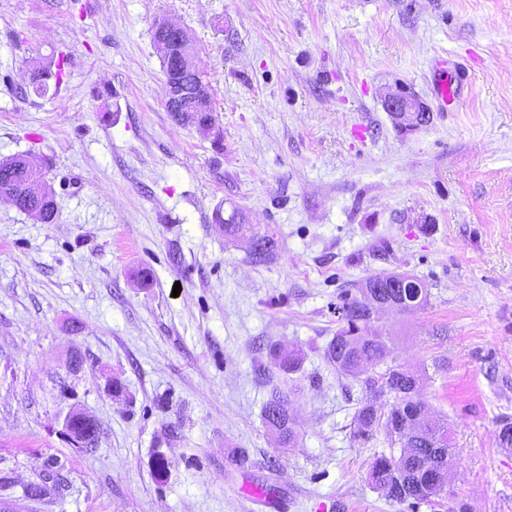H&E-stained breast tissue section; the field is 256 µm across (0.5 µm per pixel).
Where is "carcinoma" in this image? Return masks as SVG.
<instances>
[{"mask_svg": "<svg viewBox=\"0 0 512 512\" xmlns=\"http://www.w3.org/2000/svg\"><path fill=\"white\" fill-rule=\"evenodd\" d=\"M204 97L197 78L186 81L183 97L184 114L171 113L172 119L184 123V118L202 122L203 115L193 112L197 101ZM49 167V158L41 159L17 155L0 161V193H5L21 211L36 213L38 220L49 224L56 215L55 194L47 190L37 198L28 185L33 180H43ZM224 237L243 239L249 247V258L258 264L271 260L278 248L276 235L259 224H248L244 214L233 209L224 219ZM407 288L400 291L388 287L386 275H373L357 288V295L345 294L338 307L344 326L336 332L325 349V358L336 370L362 383L369 395H390L393 403L389 409H379L367 399L357 410L353 436L364 439L375 430L384 431L390 445L400 448V455L375 457L369 471L371 485L397 503L414 510L422 503L448 490V427L428 416L425 404L417 398L419 377L402 367H388L382 372L373 368L386 363L389 348L380 334L372 330V302H391L401 312H415L429 304L427 285L415 276H408ZM283 371L294 373L302 367L303 356L299 350L277 351ZM267 430L276 434L283 446L297 439V431L288 414V394L274 389L262 414ZM61 470L60 459H47L41 482L26 489L28 497L44 499L56 488Z\"/></svg>", "mask_w": 512, "mask_h": 512, "instance_id": "cac0c4a2", "label": "carcinoma"}]
</instances>
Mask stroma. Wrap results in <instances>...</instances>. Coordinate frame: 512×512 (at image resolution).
Wrapping results in <instances>:
<instances>
[{"label":"stroma","instance_id":"stroma-1","mask_svg":"<svg viewBox=\"0 0 512 512\" xmlns=\"http://www.w3.org/2000/svg\"><path fill=\"white\" fill-rule=\"evenodd\" d=\"M162 18L195 49L220 140L165 107ZM61 55L64 81L36 94L34 65ZM439 63L466 74L445 110ZM400 85L428 124L394 123ZM26 153L51 158L58 213L0 199L11 512H265L259 492L280 512H408L369 482L390 445L353 436L361 383L324 359L340 292L381 272L431 293L374 318L451 434L448 493L417 512H512V0H0V160ZM235 207L275 232L268 263L225 239ZM272 345L302 349L301 370ZM276 388L289 448L262 423ZM72 407L94 452L62 434ZM157 450L176 463L163 480ZM52 456L59 489L25 499ZM75 413H77V412H70L65 417L64 435L66 436L67 440L71 443V445H73V447H75L76 449L80 450V449L88 448L83 452H85V453H88L90 451L94 452V450L96 449L95 447H96V443H97L96 427L92 421L87 422L89 419L86 418L85 416H83L82 414H79L81 421L87 422V423H81L79 427H76V431L81 434V436L85 440V444L87 445V447L84 448L85 445L82 443L80 436L78 434H75L72 429V419H73V415Z\"/></svg>","mask_w":512,"mask_h":512}]
</instances>
